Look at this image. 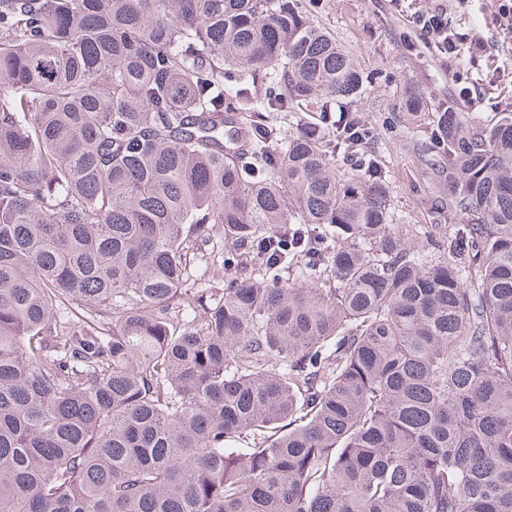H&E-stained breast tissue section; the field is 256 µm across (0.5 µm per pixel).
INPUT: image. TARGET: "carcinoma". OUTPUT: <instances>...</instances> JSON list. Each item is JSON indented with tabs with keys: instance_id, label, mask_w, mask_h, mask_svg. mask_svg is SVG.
Segmentation results:
<instances>
[{
	"instance_id": "obj_1",
	"label": "carcinoma",
	"mask_w": 512,
	"mask_h": 512,
	"mask_svg": "<svg viewBox=\"0 0 512 512\" xmlns=\"http://www.w3.org/2000/svg\"><path fill=\"white\" fill-rule=\"evenodd\" d=\"M362 85L292 0H0V512H512V113L431 114L435 238L273 131ZM325 113L321 112L319 100H311L302 112H274L279 136L286 140L293 136L299 128L308 121L324 120ZM210 235L209 242L204 245L199 243L198 249L192 251L185 275V288L207 296L224 292V283L228 278L239 275L235 270L224 269L221 256L224 251L222 225L214 224Z\"/></svg>"
}]
</instances>
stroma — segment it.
Wrapping results in <instances>:
<instances>
[{"label": "stroma", "instance_id": "1", "mask_svg": "<svg viewBox=\"0 0 512 512\" xmlns=\"http://www.w3.org/2000/svg\"><path fill=\"white\" fill-rule=\"evenodd\" d=\"M439 5L447 8L450 27L482 40L485 54L478 63L464 51L450 59L438 56L419 38L411 13ZM496 11V0H319L312 11L314 22L336 37L360 70L364 91L345 109L362 113L375 128L368 152L380 163L397 223L421 224L442 235L453 222L446 189L434 175L438 158L425 150L429 128L408 120L406 98H424L432 112L451 99L458 111L484 124L512 112V44L498 33ZM456 73L471 88V100H460ZM223 251L217 224L210 241L190 257L186 287L221 293L232 275Z\"/></svg>", "mask_w": 512, "mask_h": 512}]
</instances>
